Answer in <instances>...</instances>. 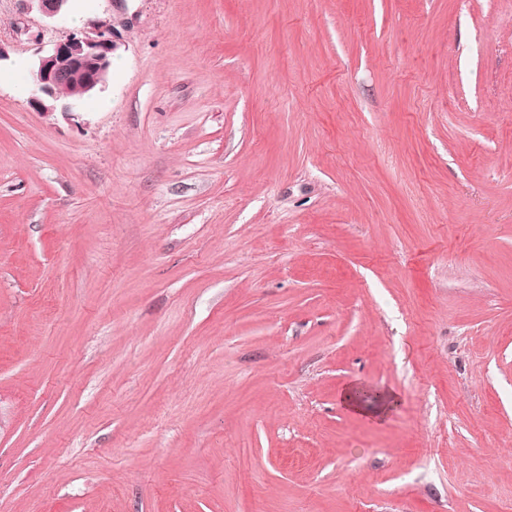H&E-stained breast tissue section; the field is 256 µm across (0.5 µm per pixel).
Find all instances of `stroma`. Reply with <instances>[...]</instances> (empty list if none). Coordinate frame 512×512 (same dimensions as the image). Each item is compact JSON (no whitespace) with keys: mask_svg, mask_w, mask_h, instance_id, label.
Returning a JSON list of instances; mask_svg holds the SVG:
<instances>
[{"mask_svg":"<svg viewBox=\"0 0 512 512\" xmlns=\"http://www.w3.org/2000/svg\"><path fill=\"white\" fill-rule=\"evenodd\" d=\"M0 45V512H512V0H0ZM115 50L112 32L106 23L92 35L69 34L40 55L32 72L29 102L41 112H55L61 99L60 85L74 83L83 94L105 84Z\"/></svg>","mask_w":512,"mask_h":512,"instance_id":"1","label":"stroma"}]
</instances>
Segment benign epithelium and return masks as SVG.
Here are the masks:
<instances>
[{"label":"benign epithelium","instance_id":"obj_1","mask_svg":"<svg viewBox=\"0 0 512 512\" xmlns=\"http://www.w3.org/2000/svg\"><path fill=\"white\" fill-rule=\"evenodd\" d=\"M48 19L62 14L70 0H32ZM115 50L110 27L102 23L93 34L73 33L39 56L29 85V102L42 112H53L61 99L60 85L73 83L83 94L105 84Z\"/></svg>","mask_w":512,"mask_h":512}]
</instances>
